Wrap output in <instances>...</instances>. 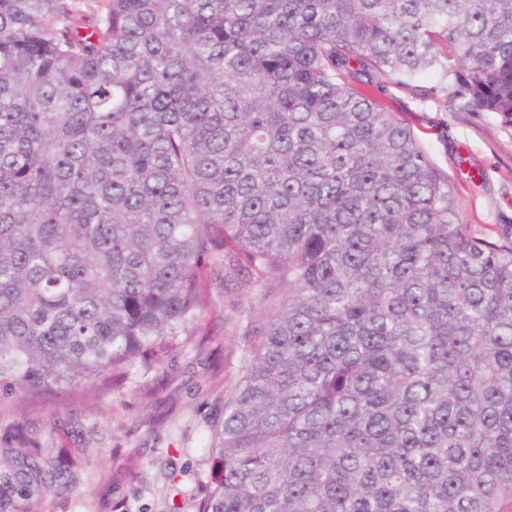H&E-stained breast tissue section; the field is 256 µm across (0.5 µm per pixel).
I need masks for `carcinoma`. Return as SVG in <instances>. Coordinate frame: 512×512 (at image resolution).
<instances>
[{
  "label": "carcinoma",
  "instance_id": "carcinoma-1",
  "mask_svg": "<svg viewBox=\"0 0 512 512\" xmlns=\"http://www.w3.org/2000/svg\"><path fill=\"white\" fill-rule=\"evenodd\" d=\"M427 76L512 122V0H0V414L159 367L221 264L200 512H512V240L358 86Z\"/></svg>",
  "mask_w": 512,
  "mask_h": 512
}]
</instances>
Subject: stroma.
<instances>
[{"label": "stroma", "instance_id": "1", "mask_svg": "<svg viewBox=\"0 0 512 512\" xmlns=\"http://www.w3.org/2000/svg\"><path fill=\"white\" fill-rule=\"evenodd\" d=\"M428 81L383 84L375 95L413 130L453 190L459 223L498 242L512 235V125L447 108ZM247 282L211 285L209 304L161 368L70 405L18 403L0 416V512H198L213 464V430L250 344L232 304ZM63 455L67 469L25 497L8 484L11 458ZM120 481H112L115 472Z\"/></svg>", "mask_w": 512, "mask_h": 512}]
</instances>
